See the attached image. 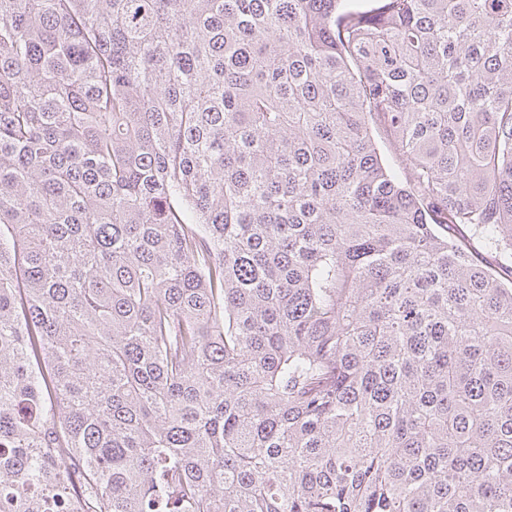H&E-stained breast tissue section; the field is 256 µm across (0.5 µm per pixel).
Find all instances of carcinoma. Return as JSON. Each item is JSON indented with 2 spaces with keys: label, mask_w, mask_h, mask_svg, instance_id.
<instances>
[{
  "label": "carcinoma",
  "mask_w": 512,
  "mask_h": 512,
  "mask_svg": "<svg viewBox=\"0 0 512 512\" xmlns=\"http://www.w3.org/2000/svg\"><path fill=\"white\" fill-rule=\"evenodd\" d=\"M0 512H512V0H0Z\"/></svg>",
  "instance_id": "carcinoma-1"
}]
</instances>
